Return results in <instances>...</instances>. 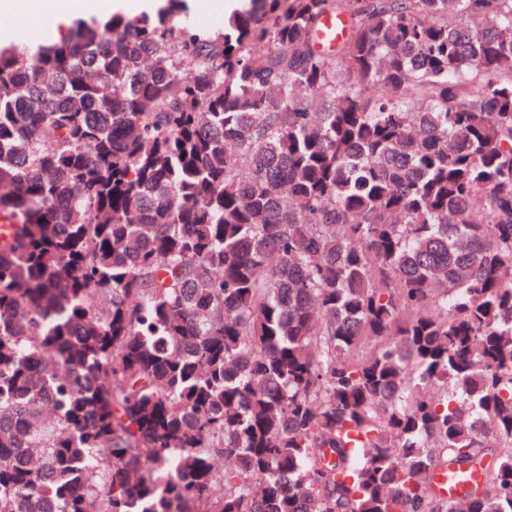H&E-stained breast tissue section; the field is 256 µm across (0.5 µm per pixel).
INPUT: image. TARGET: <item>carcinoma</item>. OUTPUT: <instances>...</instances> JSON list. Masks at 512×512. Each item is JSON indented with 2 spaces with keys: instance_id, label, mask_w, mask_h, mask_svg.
I'll list each match as a JSON object with an SVG mask.
<instances>
[{
  "instance_id": "cac0c4a2",
  "label": "carcinoma",
  "mask_w": 512,
  "mask_h": 512,
  "mask_svg": "<svg viewBox=\"0 0 512 512\" xmlns=\"http://www.w3.org/2000/svg\"><path fill=\"white\" fill-rule=\"evenodd\" d=\"M186 12L0 46V512H512V0ZM192 4V24L206 30H218L224 27V9L232 6V1L227 0H188ZM477 479L475 473L461 474L456 469L436 470L431 475V480L439 490V493L450 499H457L464 489Z\"/></svg>"
}]
</instances>
